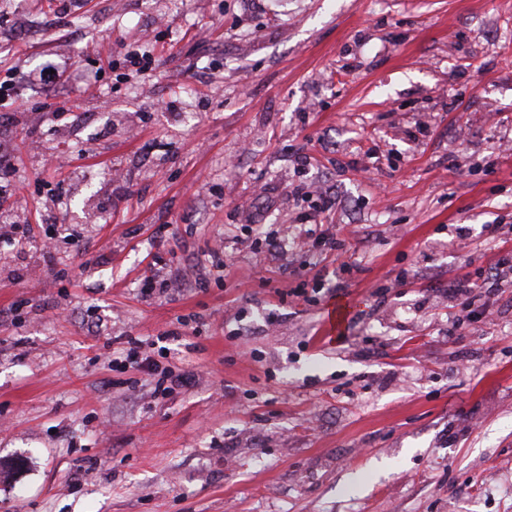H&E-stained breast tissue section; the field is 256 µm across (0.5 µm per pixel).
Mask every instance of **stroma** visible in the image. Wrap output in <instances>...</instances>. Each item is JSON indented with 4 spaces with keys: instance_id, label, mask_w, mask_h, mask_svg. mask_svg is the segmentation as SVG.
Listing matches in <instances>:
<instances>
[{
    "instance_id": "35a3bbf8",
    "label": "stroma",
    "mask_w": 512,
    "mask_h": 512,
    "mask_svg": "<svg viewBox=\"0 0 512 512\" xmlns=\"http://www.w3.org/2000/svg\"><path fill=\"white\" fill-rule=\"evenodd\" d=\"M68 7L0 0V70L73 67L0 103L34 228L0 246V512H512V0ZM313 185L342 249L274 254ZM462 285L492 317L456 330ZM134 341L196 384L154 396Z\"/></svg>"
}]
</instances>
